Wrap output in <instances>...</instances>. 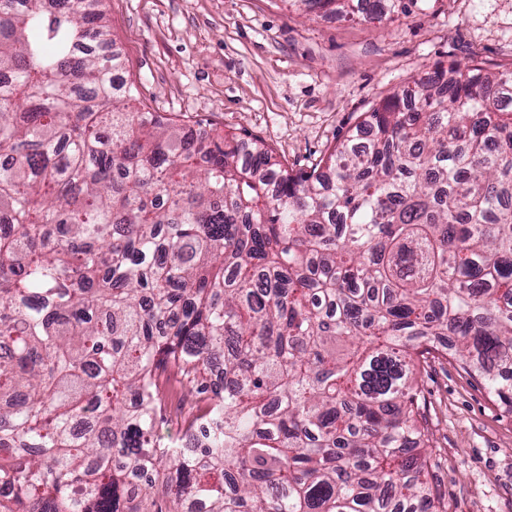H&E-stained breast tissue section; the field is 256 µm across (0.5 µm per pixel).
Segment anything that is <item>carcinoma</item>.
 Segmentation results:
<instances>
[{
  "label": "carcinoma",
  "mask_w": 512,
  "mask_h": 512,
  "mask_svg": "<svg viewBox=\"0 0 512 512\" xmlns=\"http://www.w3.org/2000/svg\"><path fill=\"white\" fill-rule=\"evenodd\" d=\"M101 2L0 0V512H448L418 376L512 410V73L438 66L294 173L142 111Z\"/></svg>",
  "instance_id": "obj_1"
}]
</instances>
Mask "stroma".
Segmentation results:
<instances>
[{
	"label": "stroma",
	"mask_w": 512,
	"mask_h": 512,
	"mask_svg": "<svg viewBox=\"0 0 512 512\" xmlns=\"http://www.w3.org/2000/svg\"><path fill=\"white\" fill-rule=\"evenodd\" d=\"M104 11L150 111L247 131L295 172L436 64L512 71V0H427L379 21L284 0H105ZM422 383L448 512H512V413L453 356L429 360Z\"/></svg>",
	"instance_id": "obj_1"
}]
</instances>
